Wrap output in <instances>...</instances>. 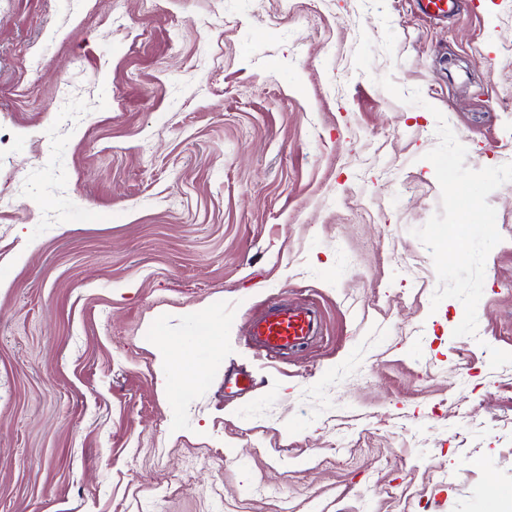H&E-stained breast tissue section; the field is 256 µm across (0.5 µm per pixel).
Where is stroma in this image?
Returning a JSON list of instances; mask_svg holds the SVG:
<instances>
[{"label": "stroma", "mask_w": 512, "mask_h": 512, "mask_svg": "<svg viewBox=\"0 0 512 512\" xmlns=\"http://www.w3.org/2000/svg\"><path fill=\"white\" fill-rule=\"evenodd\" d=\"M441 116L512 162V0H0V512H512V182L454 336ZM317 329L312 309L276 301L253 321L249 336L251 342L267 355L279 356L315 336ZM160 356L164 366V373L159 377L160 386L169 387L175 371L176 375L181 377L180 388L192 387L202 377L200 370L191 362V356L184 348L163 346Z\"/></svg>", "instance_id": "stroma-1"}]
</instances>
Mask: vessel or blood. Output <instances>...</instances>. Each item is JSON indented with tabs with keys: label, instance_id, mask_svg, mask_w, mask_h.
Returning a JSON list of instances; mask_svg holds the SVG:
<instances>
[{
	"label": "vessel or blood",
	"instance_id": "obj_1",
	"mask_svg": "<svg viewBox=\"0 0 512 512\" xmlns=\"http://www.w3.org/2000/svg\"><path fill=\"white\" fill-rule=\"evenodd\" d=\"M317 333L312 309L276 301L252 323L251 342L270 356H279L302 345Z\"/></svg>",
	"mask_w": 512,
	"mask_h": 512
}]
</instances>
